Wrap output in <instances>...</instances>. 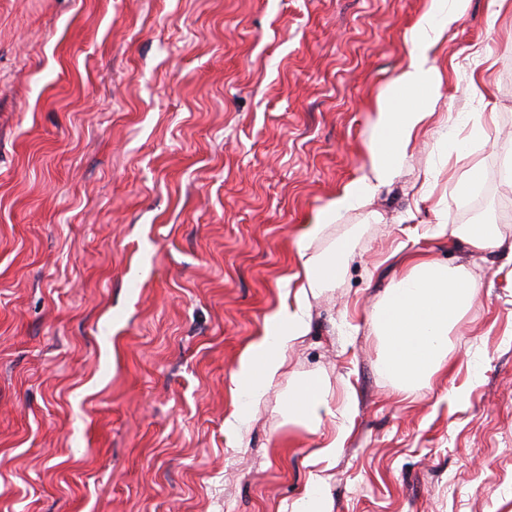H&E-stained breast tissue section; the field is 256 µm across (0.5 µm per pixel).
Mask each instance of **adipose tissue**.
Returning <instances> with one entry per match:
<instances>
[{
    "label": "adipose tissue",
    "mask_w": 512,
    "mask_h": 512,
    "mask_svg": "<svg viewBox=\"0 0 512 512\" xmlns=\"http://www.w3.org/2000/svg\"><path fill=\"white\" fill-rule=\"evenodd\" d=\"M467 3L429 0L427 10L408 31L409 62L391 79L376 103L368 166L308 225L298 252L299 286L269 316V329L239 356L233 383L249 402L234 406L224 422L227 429L236 431L248 422V405L259 404L284 367L288 348L310 333V299L335 283L347 258L342 245L327 255L312 253L310 246L342 212L360 206L396 177L401 158L431 116L430 110L409 104L407 97L439 91L442 73L434 51L457 26ZM462 235L476 262L505 250L511 243L494 224L468 225ZM477 288V281L465 270L449 269L425 256L413 257L408 272L387 290L377 317V333L384 340L385 373L404 386L427 380L441 370L448 358V334L475 303ZM332 413L329 393L318 379L304 380L288 398L289 416L310 432H318Z\"/></svg>",
    "instance_id": "adipose-tissue-1"
}]
</instances>
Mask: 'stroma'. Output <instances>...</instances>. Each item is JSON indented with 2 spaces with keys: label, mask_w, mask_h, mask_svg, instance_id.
Here are the masks:
<instances>
[{
  "label": "stroma",
  "mask_w": 512,
  "mask_h": 512,
  "mask_svg": "<svg viewBox=\"0 0 512 512\" xmlns=\"http://www.w3.org/2000/svg\"><path fill=\"white\" fill-rule=\"evenodd\" d=\"M428 3L0 0V512H288L315 474L332 512H512V270L455 235H512V14L491 0L438 46L395 179L313 242L346 244L345 270L254 421L224 429ZM414 254L480 288L446 367L401 391L374 319ZM308 377L335 411L316 434L288 421ZM464 241L469 246V255L473 262L485 261L488 255L503 251L508 245L512 262V243L495 224H470L462 230Z\"/></svg>",
  "instance_id": "stroma-1"
}]
</instances>
